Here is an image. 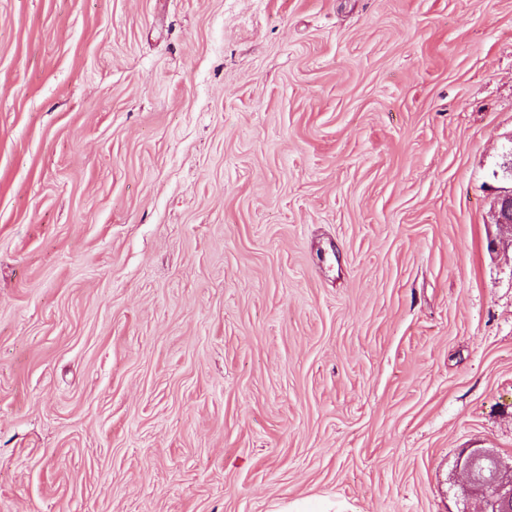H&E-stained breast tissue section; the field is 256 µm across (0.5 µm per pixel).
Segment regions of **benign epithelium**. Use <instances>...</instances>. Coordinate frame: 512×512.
I'll return each instance as SVG.
<instances>
[{
    "instance_id": "7a95c632",
    "label": "benign epithelium",
    "mask_w": 512,
    "mask_h": 512,
    "mask_svg": "<svg viewBox=\"0 0 512 512\" xmlns=\"http://www.w3.org/2000/svg\"><path fill=\"white\" fill-rule=\"evenodd\" d=\"M493 224L512 236V190L497 198L493 211ZM467 484L463 487L469 496L483 500V512H504V506L512 503V467L505 466L492 455L472 453L459 461ZM492 469L493 479L485 476L486 469Z\"/></svg>"
}]
</instances>
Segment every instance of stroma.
Here are the masks:
<instances>
[{
    "instance_id": "1",
    "label": "stroma",
    "mask_w": 512,
    "mask_h": 512,
    "mask_svg": "<svg viewBox=\"0 0 512 512\" xmlns=\"http://www.w3.org/2000/svg\"><path fill=\"white\" fill-rule=\"evenodd\" d=\"M510 148L512 0H0V512H479ZM492 223L500 231L509 233L510 244H512V190L505 192L497 198Z\"/></svg>"
}]
</instances>
